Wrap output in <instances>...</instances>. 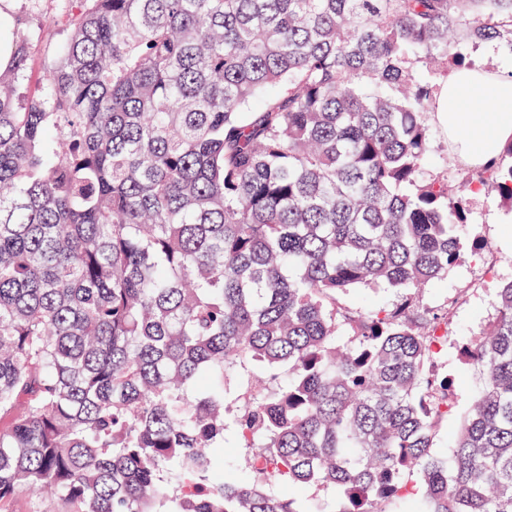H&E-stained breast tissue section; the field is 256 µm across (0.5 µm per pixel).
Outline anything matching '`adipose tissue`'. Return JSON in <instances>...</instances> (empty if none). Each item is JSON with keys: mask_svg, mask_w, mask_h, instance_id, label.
Masks as SVG:
<instances>
[{"mask_svg": "<svg viewBox=\"0 0 512 512\" xmlns=\"http://www.w3.org/2000/svg\"><path fill=\"white\" fill-rule=\"evenodd\" d=\"M479 102L490 103L491 111H475ZM432 114L462 163L488 164L512 141V68L453 72L438 88Z\"/></svg>", "mask_w": 512, "mask_h": 512, "instance_id": "adipose-tissue-1", "label": "adipose tissue"}]
</instances>
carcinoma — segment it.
<instances>
[{
  "label": "carcinoma",
  "mask_w": 512,
  "mask_h": 512,
  "mask_svg": "<svg viewBox=\"0 0 512 512\" xmlns=\"http://www.w3.org/2000/svg\"><path fill=\"white\" fill-rule=\"evenodd\" d=\"M59 2L35 87L23 18L0 70V512H302L282 481L394 512L411 476L423 512H512V282L462 349L448 458V310L414 300L460 260L470 191L512 204V142L423 175L415 69L512 47V0ZM358 286L408 293L336 305ZM249 361L265 385L227 399Z\"/></svg>",
  "instance_id": "1"
}]
</instances>
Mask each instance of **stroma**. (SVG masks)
Returning <instances> with one entry per match:
<instances>
[{"label": "stroma", "mask_w": 512, "mask_h": 512, "mask_svg": "<svg viewBox=\"0 0 512 512\" xmlns=\"http://www.w3.org/2000/svg\"><path fill=\"white\" fill-rule=\"evenodd\" d=\"M21 13L29 15L33 26L47 22L52 25L51 40L38 42L33 51L31 75L36 78L63 38L66 22L56 0H5L4 8L0 9V35L10 36L14 18ZM463 235L467 241L482 243V250L476 254L464 251L459 263L431 281L416 300L423 307L444 306L452 297L458 300L438 354L439 368L448 375L456 393V406L434 441L436 453L442 456L449 455L478 390L477 372L473 366L464 364L460 348L482 332L495 314L498 288L512 281V206L488 187L471 193Z\"/></svg>", "instance_id": "obj_1"}]
</instances>
